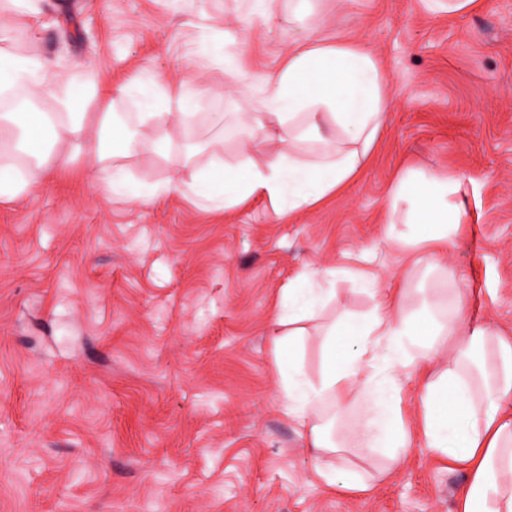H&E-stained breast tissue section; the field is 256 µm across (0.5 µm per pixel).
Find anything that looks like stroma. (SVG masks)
Segmentation results:
<instances>
[{
  "instance_id": "1",
  "label": "stroma",
  "mask_w": 512,
  "mask_h": 512,
  "mask_svg": "<svg viewBox=\"0 0 512 512\" xmlns=\"http://www.w3.org/2000/svg\"><path fill=\"white\" fill-rule=\"evenodd\" d=\"M5 49L48 57L58 85L86 98L80 140L92 144L110 87L121 112L152 79L209 88L175 151L223 132L226 164L246 159L235 115L260 86L224 84V53L276 74L313 30L335 33L388 73L390 119L361 173L292 211L264 198L227 207L188 190L107 195L79 154L37 185L0 200V512H459L467 464L443 460L422 432L420 379L397 373L409 447L360 459L348 433L366 398L352 389L322 460L288 414L274 315L288 284L335 288L307 321L299 361L318 382L317 334L370 312L400 288L413 318L465 292L469 320L512 340V0H279L265 21L251 0H38ZM224 115L223 129L211 124ZM130 164L146 188L175 179L152 123ZM408 168L464 179L469 221L439 267L386 246L391 190ZM333 279H326L328 270ZM358 474L329 486L324 470Z\"/></svg>"
}]
</instances>
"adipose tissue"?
I'll return each mask as SVG.
<instances>
[{
  "mask_svg": "<svg viewBox=\"0 0 512 512\" xmlns=\"http://www.w3.org/2000/svg\"><path fill=\"white\" fill-rule=\"evenodd\" d=\"M50 60L33 53L0 50V93L30 100L22 111L0 112V199L14 198L47 173L48 161L66 166L68 157L52 156L50 148L83 147L78 134L83 127V99L75 86L58 88ZM386 74L375 60L353 45L317 32L288 55L280 72L262 78L259 109L242 113L239 125L248 134L245 149L262 148L269 135L294 129L266 166L246 162L239 167L217 165L204 171L183 158L176 179L159 184L169 192L188 186L203 195L219 196L234 205L252 195L265 197L274 209L295 210L340 189L359 172L363 159L384 130L389 106L384 95ZM105 112L99 117V134L91 150L108 171L105 192L123 196L131 192L128 162L139 148L135 132L120 121L110 88ZM197 94L170 90L152 82L139 100L141 110L152 112L161 132L156 146L168 153L163 129L186 123L188 108ZM42 99L54 100L57 111L39 108ZM311 141L321 149L312 163L296 160V143ZM463 179L456 174L408 169L397 179L390 195L388 244L396 249L424 251L439 258L454 232L465 223ZM405 220L408 231L396 228ZM287 314L276 324L289 325L288 334L275 337L277 349L298 351L306 334L304 321L324 302L320 288L289 286ZM405 295L385 291L367 315L350 325L352 343L336 348L335 329L319 339L323 365L319 382L303 378L297 360L281 371L288 413L304 429L313 454L330 443L322 405L344 409L348 394L361 386L368 397L364 416L351 428L353 448L367 458L382 450L400 454L408 446V433L397 409L395 372L412 363L429 361L441 337H465L466 342L449 358L447 366L429 377L422 387L423 432L439 454L468 463L471 480L462 497L461 512H512V342L493 340L491 328L467 325L462 312L468 299L462 291L448 301V319L414 322L405 314Z\"/></svg>",
  "mask_w": 512,
  "mask_h": 512,
  "instance_id": "obj_1",
  "label": "adipose tissue"
}]
</instances>
